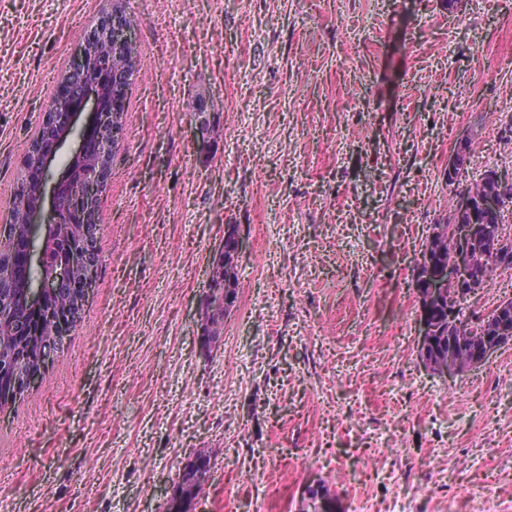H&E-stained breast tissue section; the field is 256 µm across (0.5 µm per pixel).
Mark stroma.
I'll list each match as a JSON object with an SVG mask.
<instances>
[{"instance_id":"obj_1","label":"stroma","mask_w":512,"mask_h":512,"mask_svg":"<svg viewBox=\"0 0 512 512\" xmlns=\"http://www.w3.org/2000/svg\"><path fill=\"white\" fill-rule=\"evenodd\" d=\"M125 7L142 68L99 200L102 262L53 361L0 409V512H164L199 454L194 512H304L313 482L337 512H512V345L426 370L412 284L462 140L463 180H512V0ZM111 10L0 0V224ZM228 224L241 286L207 349ZM231 231L233 229V235L232 238H228V232H224V245L222 249L219 251V253L216 255L213 261L221 260L222 262H228L230 265H237L238 268V261L240 258V254L242 252L243 242L241 239V233H240V225L237 224H228ZM228 225H225L224 229L228 227ZM228 244V245H227ZM218 262L215 265H213V278H218L222 276L224 279L226 278L228 271L224 265V263Z\"/></svg>"}]
</instances>
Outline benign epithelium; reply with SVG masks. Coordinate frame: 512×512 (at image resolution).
I'll return each mask as SVG.
<instances>
[{"label":"benign epithelium","instance_id":"1","mask_svg":"<svg viewBox=\"0 0 512 512\" xmlns=\"http://www.w3.org/2000/svg\"><path fill=\"white\" fill-rule=\"evenodd\" d=\"M98 42L111 47L110 56L94 53ZM132 46L131 26L118 10L84 33L79 57L61 80L44 115L42 125L47 133L37 137L25 156L23 185L34 192L35 202L24 207L23 231H14L11 224L0 225V268L8 269L7 279L19 287L18 294L0 301V335L11 342L20 336L11 326L12 313L24 320L38 316V328L29 332V356L19 355L17 348L8 352L0 348V377L10 380V385L0 392L3 404L24 397L33 388L76 325L92 288L98 268V262L91 257L97 252L93 214L107 184L111 146L124 130V126L116 123V117L125 111L124 101L115 90L126 89L133 75L129 67ZM87 109L91 112L90 122L79 131V148L52 188V216L42 224L48 170L74 133L76 117ZM209 127L210 113L197 106L195 129L203 144L207 142ZM468 147L466 139L448 161V175H455L467 163ZM453 207L458 216V221L450 226L456 245L455 259L446 265L428 262L425 276L429 295L452 291L448 297L450 322L472 314L464 299L475 289L470 253L481 230V225L470 223L472 214L478 209L493 219L499 215L502 203L495 196L475 202L463 193L457 195ZM231 229L232 238H224L216 259L235 265L243 242L240 226L233 224ZM207 302L227 313L235 303L234 290L213 282ZM45 323L51 324L48 334L41 332ZM420 327V346L425 348L439 332L436 320L425 307L420 311ZM502 346L503 342L495 339L485 348L473 351L471 367L485 363ZM210 471V464L198 456L186 462L166 498V512H191L195 499L187 495L186 489L192 485L206 486Z\"/></svg>","mask_w":512,"mask_h":512}]
</instances>
